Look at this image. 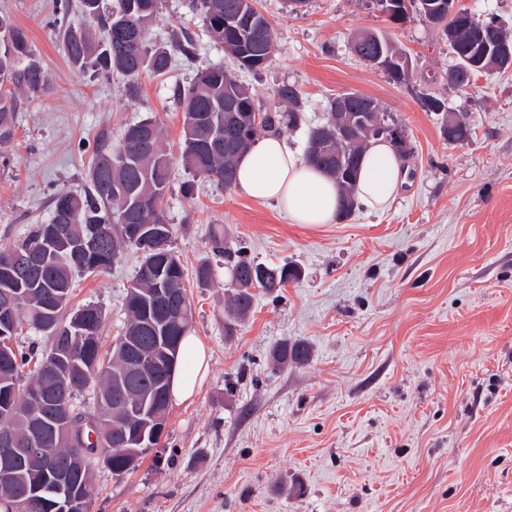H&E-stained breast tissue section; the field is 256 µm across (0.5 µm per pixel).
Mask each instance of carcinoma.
<instances>
[{
	"label": "carcinoma",
	"mask_w": 512,
	"mask_h": 512,
	"mask_svg": "<svg viewBox=\"0 0 512 512\" xmlns=\"http://www.w3.org/2000/svg\"><path fill=\"white\" fill-rule=\"evenodd\" d=\"M102 0H80L82 12L97 23L99 33L75 29L67 25L71 0H60L57 22L62 28V46L70 64L77 70L90 71L96 77L107 78L116 72L127 79V90L138 91V79L144 72L155 75L168 73L173 63L195 70L188 86L173 91V101L182 112L181 147L179 160L184 169L209 179L222 190L232 188L240 158L258 140L263 132L277 131L283 126L296 127L302 121L304 102L299 89L283 84L272 90L274 102L264 107L256 90L238 78L237 72L255 74L266 67L274 56L276 41L266 17L246 0H189L188 9L202 15L209 35L224 46L233 68L210 64L197 66L200 54L193 35L180 31L164 44L152 40V31L160 15L161 0H115L112 9L101 12ZM422 0H409L400 15L392 18L395 23H406L421 18ZM456 42L448 44L451 57L448 64V81L467 91L478 72L464 62L460 49L472 43L468 29L455 32ZM10 84L13 90L0 93V147L11 143L16 129L20 91L28 100L44 96L50 89L48 71L36 58L28 44L25 32L12 25L9 18L0 16V87ZM235 105V119L226 123L224 104ZM350 108L363 118L382 114L379 104L372 98L352 93ZM341 114L336 101L329 102L328 119L309 130L305 161L336 180L340 191L338 216L349 217L357 208L355 187L360 162L366 149L376 139L374 133H360L358 137L343 142L336 139V126ZM443 134L451 145H461L470 137V125L461 118ZM247 143L236 145L239 137ZM173 159L162 142L158 123L145 118L126 127L121 140L113 146L100 147L88 173V189L80 195L58 189L52 194L50 223L62 227L70 236L94 235L100 247L98 261L90 264L74 258L66 249L51 253L46 262L31 264L14 272L1 266L12 255H27L39 247L43 225L38 224L22 240L0 250V289L21 288L26 298L14 309V326L0 339V431L16 438L18 481L13 485L23 491L32 485L39 472V462L24 451L28 447L29 426L21 414L23 397L39 394L45 403L57 401L55 375L51 349L56 347L55 337L65 334L73 315L85 312L88 317L87 337L72 345L78 358L96 366L87 377L77 366L69 367L77 384L76 393L90 390L94 394L93 408L101 424L90 440L89 432H81L78 423L87 410L77 406L75 397L69 398L72 433L48 445L49 451L66 458L82 453L84 448H98L112 463L110 470L125 475L139 466L144 456H135L123 442V427L134 428L139 424L135 417H124L125 425L116 424L112 413L115 376L122 373L125 362L112 348L103 351L100 329L104 313L93 303L78 308L70 305L74 278L79 275L104 274L122 253V248L135 249L142 254V262L134 283L128 289L124 308L126 320L123 332L115 343L132 337L144 347L155 344V337L147 326L163 328L165 343L170 356L160 359V374L147 373L139 377L129 395L130 403L139 399V391L151 392L156 407L166 408L169 403V373L177 360L178 346L187 334L184 326L172 322L171 298L157 294L153 288L166 283L182 290L189 318L192 321V303L185 283L182 263L164 264L159 255L141 244L138 231L150 226L155 232L172 239L173 225L169 224L164 199L170 189ZM214 251L234 260L232 278L235 283L224 298V328L245 321L254 308L259 294L279 293L291 283L300 280L299 269L280 265L288 270L287 277L274 279L261 277L263 264L246 256L244 250H233L224 245V237L212 236ZM215 272L208 262L199 264L195 272V286L209 288ZM53 314L51 328H46V313ZM37 330L49 337L48 350H37L10 343L19 338L23 328ZM310 357V348L302 341L282 342L270 353L275 367L288 363L303 364Z\"/></svg>",
	"instance_id": "obj_1"
}]
</instances>
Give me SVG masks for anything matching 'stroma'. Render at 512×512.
<instances>
[{"label":"stroma","instance_id":"35a3bbf8","mask_svg":"<svg viewBox=\"0 0 512 512\" xmlns=\"http://www.w3.org/2000/svg\"><path fill=\"white\" fill-rule=\"evenodd\" d=\"M258 7L277 52L245 81L263 100L294 84L305 102L303 123L281 137L304 150L329 100L358 92L404 126L406 178L384 212L310 225L175 167L165 199L173 249L186 273L204 261L216 270L212 287L192 291L191 332L208 369L191 400L171 405L161 459L121 477L95 465L92 512H512V69L478 75L462 93L446 82L447 44L421 22H387L364 0H309L297 15L282 0ZM0 14L26 32L52 79L44 97L20 100L0 150L2 248L49 222L54 190L83 191L95 146L118 143L127 125L155 118L178 154L172 91L191 75L144 73L132 96L121 77L71 66L55 0H0ZM364 30L406 51L410 83L351 52ZM427 94L467 117V143H447ZM217 232L257 261L303 271L281 297L258 295L230 331ZM140 261L124 251L107 273L75 283L73 305L104 310V346L124 326ZM294 340L309 345L308 362L272 369V348Z\"/></svg>","mask_w":512,"mask_h":512}]
</instances>
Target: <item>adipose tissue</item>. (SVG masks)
I'll list each match as a JSON object with an SVG mask.
<instances>
[{
    "mask_svg": "<svg viewBox=\"0 0 512 512\" xmlns=\"http://www.w3.org/2000/svg\"><path fill=\"white\" fill-rule=\"evenodd\" d=\"M401 171V157L390 144L372 143L363 158L355 189L357 198L369 208L385 209L397 195ZM234 189L256 201L275 202L294 224L332 223L340 202L335 181L273 134L257 140L240 159ZM207 366L202 342L197 336H185L171 374L173 403H183L195 395Z\"/></svg>",
    "mask_w": 512,
    "mask_h": 512,
    "instance_id": "1",
    "label": "adipose tissue"
}]
</instances>
